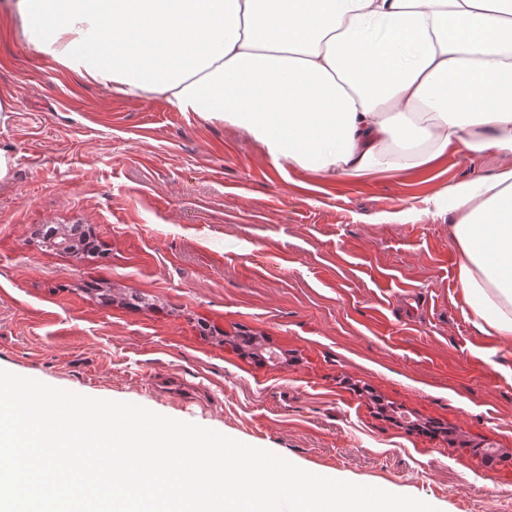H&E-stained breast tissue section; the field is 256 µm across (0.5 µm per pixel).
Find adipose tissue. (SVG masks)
<instances>
[{
    "instance_id": "1",
    "label": "adipose tissue",
    "mask_w": 512,
    "mask_h": 512,
    "mask_svg": "<svg viewBox=\"0 0 512 512\" xmlns=\"http://www.w3.org/2000/svg\"><path fill=\"white\" fill-rule=\"evenodd\" d=\"M44 57L131 98L164 95L276 161L359 175L454 148L499 170L456 185L461 297L512 341V0H5Z\"/></svg>"
}]
</instances>
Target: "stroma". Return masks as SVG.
<instances>
[{"mask_svg":"<svg viewBox=\"0 0 512 512\" xmlns=\"http://www.w3.org/2000/svg\"><path fill=\"white\" fill-rule=\"evenodd\" d=\"M2 100L0 369L439 512H512V341L464 314L436 206L498 156L342 177L277 163L164 96L84 82L0 12ZM44 224L88 225L108 254L43 250ZM245 334L283 360L245 356ZM430 421L443 433H422Z\"/></svg>","mask_w":512,"mask_h":512,"instance_id":"obj_1","label":"stroma"}]
</instances>
